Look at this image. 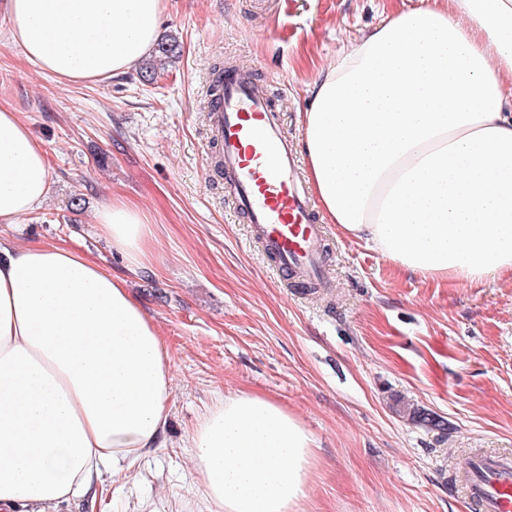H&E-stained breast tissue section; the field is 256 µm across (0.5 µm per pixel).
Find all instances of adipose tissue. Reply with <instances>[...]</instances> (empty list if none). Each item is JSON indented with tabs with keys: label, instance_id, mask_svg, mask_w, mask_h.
I'll return each instance as SVG.
<instances>
[{
	"label": "adipose tissue",
	"instance_id": "obj_1",
	"mask_svg": "<svg viewBox=\"0 0 512 512\" xmlns=\"http://www.w3.org/2000/svg\"><path fill=\"white\" fill-rule=\"evenodd\" d=\"M26 59L80 81L155 47L162 0H0ZM299 115L326 223L394 265L471 283L512 273V0H425L309 84ZM47 152L0 108V223L36 211ZM95 220L130 271L153 232L114 200ZM173 393L155 323L122 281L53 244L0 248V512L96 505L105 473L163 447ZM315 440L274 400L217 397L185 446L218 512H303Z\"/></svg>",
	"mask_w": 512,
	"mask_h": 512
}]
</instances>
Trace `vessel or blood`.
I'll return each instance as SVG.
<instances>
[{"mask_svg":"<svg viewBox=\"0 0 512 512\" xmlns=\"http://www.w3.org/2000/svg\"><path fill=\"white\" fill-rule=\"evenodd\" d=\"M205 110L220 152L215 173L247 218L251 240L294 285L328 287L324 228L271 97L246 67L229 64ZM460 482L476 512H512L511 453L468 456Z\"/></svg>","mask_w":512,"mask_h":512,"instance_id":"1","label":"vessel or blood"}]
</instances>
